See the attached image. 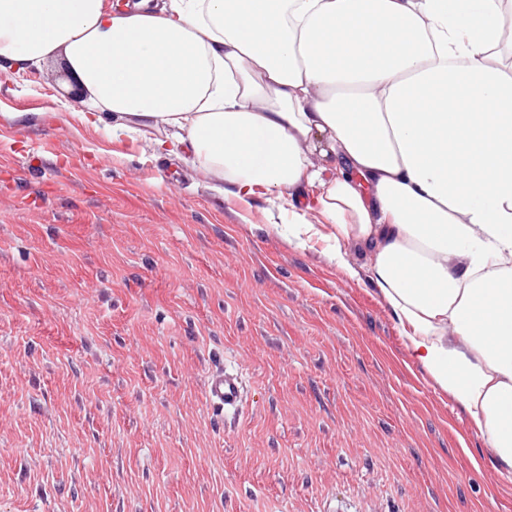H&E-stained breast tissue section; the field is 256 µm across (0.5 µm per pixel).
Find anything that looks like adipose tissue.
I'll return each mask as SVG.
<instances>
[{"mask_svg":"<svg viewBox=\"0 0 512 512\" xmlns=\"http://www.w3.org/2000/svg\"><path fill=\"white\" fill-rule=\"evenodd\" d=\"M512 0H0V71L151 136L371 279L512 474Z\"/></svg>","mask_w":512,"mask_h":512,"instance_id":"1","label":"adipose tissue"}]
</instances>
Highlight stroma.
Segmentation results:
<instances>
[{"label":"stroma","mask_w":512,"mask_h":512,"mask_svg":"<svg viewBox=\"0 0 512 512\" xmlns=\"http://www.w3.org/2000/svg\"><path fill=\"white\" fill-rule=\"evenodd\" d=\"M82 95L0 73V512H512L365 250L350 277ZM209 400L221 408H235L242 398L241 381L237 374L227 371H218L208 382Z\"/></svg>","instance_id":"35a3bbf8"}]
</instances>
